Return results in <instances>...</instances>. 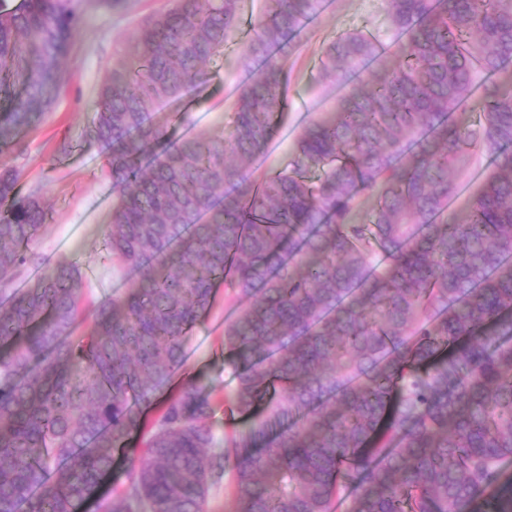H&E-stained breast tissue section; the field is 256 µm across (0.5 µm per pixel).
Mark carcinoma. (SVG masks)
I'll list each match as a JSON object with an SVG mask.
<instances>
[{"label":"carcinoma","instance_id":"cac0c4a2","mask_svg":"<svg viewBox=\"0 0 512 512\" xmlns=\"http://www.w3.org/2000/svg\"><path fill=\"white\" fill-rule=\"evenodd\" d=\"M386 2L391 46L330 44L318 77L351 89L290 168L258 176L322 0H267L219 136L174 141L155 107L202 89L238 0L142 22L82 133L106 155L102 242L123 282L96 302L78 262L30 251L47 211L0 167V512H76L122 452L97 512H208L228 475L234 512H512V75L494 79L512 70V0ZM76 24L69 0H0L1 155L54 107ZM477 144L494 167L456 210L449 173ZM220 285L236 303L224 436L210 384L160 393Z\"/></svg>","mask_w":512,"mask_h":512}]
</instances>
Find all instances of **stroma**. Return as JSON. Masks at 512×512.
Segmentation results:
<instances>
[{
  "mask_svg": "<svg viewBox=\"0 0 512 512\" xmlns=\"http://www.w3.org/2000/svg\"><path fill=\"white\" fill-rule=\"evenodd\" d=\"M169 5V0H120L113 7L104 0H70L78 23L63 63L66 84L53 111L22 134L25 152L13 160L22 171L17 184L19 194H38L49 211L47 223L31 245L32 251L46 260H77L84 274L80 289L87 300L118 290L121 283L112 277V263L105 255L101 236L112 212V181L103 169L102 151L81 144V134L94 118L101 87L142 21ZM263 7L264 0H239L241 27L223 55L207 64L205 90L179 102L159 105L164 115L180 111L189 114L190 125L175 124L174 136L188 132L219 135L230 125L232 103L247 77L237 68L236 60L254 37ZM354 31L389 36L385 0H332L331 7L306 22L288 58V107L273 138L252 163L257 172L290 166L292 146L301 128L347 92L343 82H319L317 68L323 49ZM65 141L74 143L75 148L70 155L62 156L57 148ZM492 163V156L483 147L472 148L468 167L453 174L459 185L454 208L467 205ZM229 312L224 300L216 301L195 329L187 361L192 377L204 379L220 393L236 384L232 362L222 350L224 318Z\"/></svg>",
  "mask_w": 512,
  "mask_h": 512,
  "instance_id": "stroma-1",
  "label": "stroma"
}]
</instances>
